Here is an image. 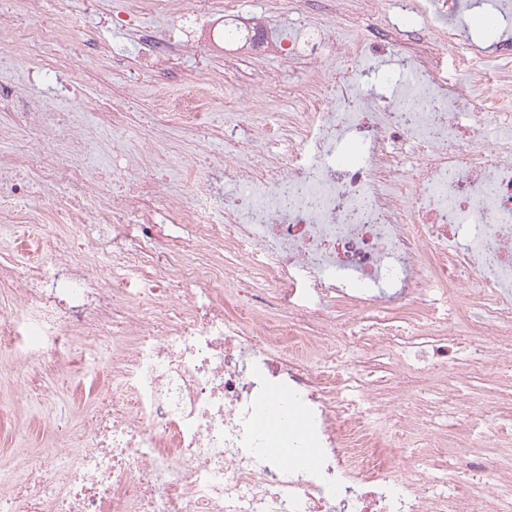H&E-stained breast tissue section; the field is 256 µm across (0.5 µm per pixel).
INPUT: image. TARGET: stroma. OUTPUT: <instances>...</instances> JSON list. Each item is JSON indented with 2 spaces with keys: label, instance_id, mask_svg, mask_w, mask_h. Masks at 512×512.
I'll return each mask as SVG.
<instances>
[{
  "label": "stroma",
  "instance_id": "obj_1",
  "mask_svg": "<svg viewBox=\"0 0 512 512\" xmlns=\"http://www.w3.org/2000/svg\"><path fill=\"white\" fill-rule=\"evenodd\" d=\"M127 0H66L58 46L60 63L70 68L69 77L57 92H43L46 106H63L89 111L93 97L108 89L117 100L133 101L138 112L126 133L129 154L145 160L157 172L170 178L179 189L189 191L202 164L224 158V122L240 111V89H250L254 108L265 105L279 112H298L302 103L291 87V79L280 57L269 48L246 53L230 51L228 45L209 39L212 29L222 27L225 10H232L234 20L242 26L262 23L269 35L298 34L325 22L324 12L283 4L282 0H212L209 13L198 23H186L184 8L190 0H170L159 8L156 0H140L133 22L121 20ZM83 25L82 37L70 38V24ZM176 34L181 44L166 59L154 61L145 51L143 37L165 32ZM40 59L20 53L0 55V108L11 92L30 90ZM214 81L224 84L227 97L221 108L210 114L207 132L169 129L165 155L149 154L148 147L157 125L147 118L161 90L190 88ZM68 249L84 253L93 269L95 280L105 283L111 271L98 255L100 241L112 234L107 224L65 225L59 230ZM361 370L379 398H394L392 370L385 350L379 344L364 347ZM475 412L486 423H493L500 408L512 405V385L499 382L492 374L473 371L463 385ZM0 410L7 411L12 422L0 428V469L31 473L60 448L78 453L87 443L85 404L72 402L71 390L63 378L48 379L38 385H24L15 367V355L0 349Z\"/></svg>",
  "mask_w": 512,
  "mask_h": 512
}]
</instances>
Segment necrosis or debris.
Returning <instances> with one entry per match:
<instances>
[{"mask_svg": "<svg viewBox=\"0 0 512 512\" xmlns=\"http://www.w3.org/2000/svg\"><path fill=\"white\" fill-rule=\"evenodd\" d=\"M40 20L15 25L0 0V46L32 51L56 65L65 0H41ZM328 4L329 19L356 9L371 17L354 37L312 32L291 38V61L331 52L346 62L329 77L293 79L301 112L224 124L223 178L202 182L177 209L180 235L160 240L153 219L165 178L130 174L93 189L95 147L78 113L34 108L18 97L0 114V135L39 130L40 146L0 164V227L15 230L21 261L0 264V349H12L30 380L63 371L74 340L92 350L75 372L73 396L91 402L88 448L61 454L60 469L12 483L0 512H512V467L498 486L483 482L471 457L483 434L455 397L456 457L462 472L433 469L416 481L398 465L417 459L427 417L408 385L398 403L374 395L358 372L362 337L372 336L405 366L429 347L450 386L472 366L512 362V88L495 97L449 83L444 57L475 71L486 49L512 57V0H490L499 33L485 42L462 29L475 0H304ZM224 101L215 83L167 104L197 128ZM69 186L50 205L34 186ZM137 224L135 247L112 253V278L99 287L83 256L62 249L55 229L79 223ZM235 252L240 266L223 263ZM264 283L253 302L282 310L274 321L240 307L245 275ZM483 286L480 319L439 315L437 283ZM346 299V340L335 341L330 307ZM421 304L405 341L377 318L395 305ZM313 322V335L299 326ZM476 358H457L462 337ZM304 413L292 448L313 449L301 465L270 453L260 417L285 425Z\"/></svg>", "mask_w": 512, "mask_h": 512, "instance_id": "obj_1", "label": "necrosis or debris"}]
</instances>
